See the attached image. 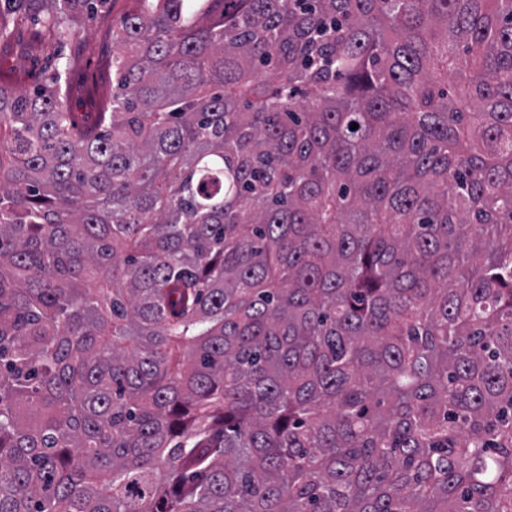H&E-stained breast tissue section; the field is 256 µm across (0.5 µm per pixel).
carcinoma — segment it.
Returning a JSON list of instances; mask_svg holds the SVG:
<instances>
[{
	"label": "carcinoma",
	"mask_w": 512,
	"mask_h": 512,
	"mask_svg": "<svg viewBox=\"0 0 512 512\" xmlns=\"http://www.w3.org/2000/svg\"><path fill=\"white\" fill-rule=\"evenodd\" d=\"M133 2L0 74V512H512V0ZM129 0H109L92 17L77 22L79 36L65 48H57L41 38L42 49L35 57L12 53L0 57V70L15 71V87L31 91L42 84L45 74L54 66L57 55H70L72 65L67 81L72 94L65 100L69 112H98L99 104L112 97L115 79L112 74V29L119 24L131 5Z\"/></svg>",
	"instance_id": "obj_1"
}]
</instances>
